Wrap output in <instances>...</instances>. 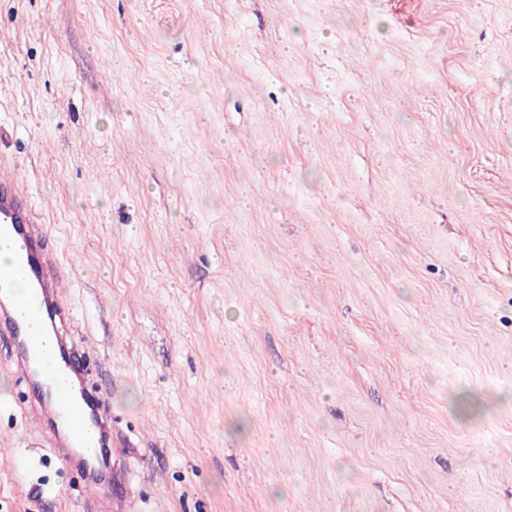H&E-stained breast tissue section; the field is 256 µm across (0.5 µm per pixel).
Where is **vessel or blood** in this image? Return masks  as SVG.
Instances as JSON below:
<instances>
[{
	"label": "vessel or blood",
	"instance_id": "b4317fda",
	"mask_svg": "<svg viewBox=\"0 0 512 512\" xmlns=\"http://www.w3.org/2000/svg\"><path fill=\"white\" fill-rule=\"evenodd\" d=\"M0 230L22 253L13 271L0 273V334L17 349L14 374L30 396L27 415L48 434L51 448L74 470L96 467L102 455L119 456L121 444L99 398L87 388L86 373L76 361L72 314L62 298L64 271L43 247L44 228L26 205L15 173L0 172ZM21 276L34 289V315L46 323L50 338L34 337L27 320L14 308L9 282Z\"/></svg>",
	"mask_w": 512,
	"mask_h": 512
}]
</instances>
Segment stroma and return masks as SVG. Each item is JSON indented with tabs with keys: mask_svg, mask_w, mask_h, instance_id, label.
Returning a JSON list of instances; mask_svg holds the SVG:
<instances>
[{
	"mask_svg": "<svg viewBox=\"0 0 512 512\" xmlns=\"http://www.w3.org/2000/svg\"><path fill=\"white\" fill-rule=\"evenodd\" d=\"M140 512H512V0H0V169ZM0 338V512H94Z\"/></svg>",
	"mask_w": 512,
	"mask_h": 512,
	"instance_id": "35a3bbf8",
	"label": "stroma"
}]
</instances>
